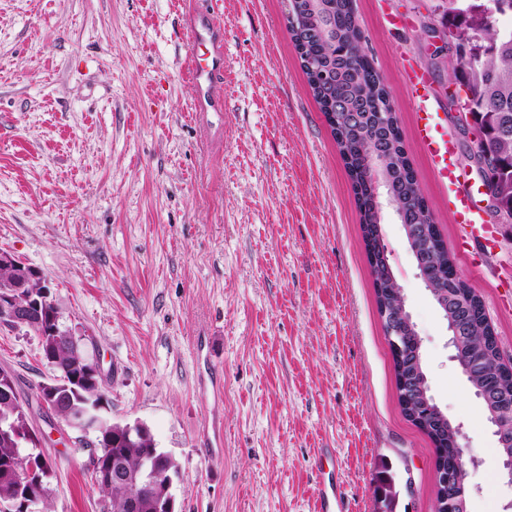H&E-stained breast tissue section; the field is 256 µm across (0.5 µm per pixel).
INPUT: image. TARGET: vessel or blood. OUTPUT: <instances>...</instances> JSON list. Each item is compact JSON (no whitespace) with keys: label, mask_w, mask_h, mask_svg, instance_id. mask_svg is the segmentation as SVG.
Listing matches in <instances>:
<instances>
[{"label":"vessel or blood","mask_w":512,"mask_h":512,"mask_svg":"<svg viewBox=\"0 0 512 512\" xmlns=\"http://www.w3.org/2000/svg\"><path fill=\"white\" fill-rule=\"evenodd\" d=\"M187 30L191 46L187 70L198 93L196 109L206 112L216 107L215 88L224 78V38L211 14L199 7L190 13ZM401 79L415 112L416 141L432 164L456 224L479 238L480 249L469 253L468 261L474 271H483L497 229L484 223L477 210L475 192L466 184L467 174L459 162L456 138L442 122L429 73L407 59L402 64ZM342 499L336 484L320 482L318 512H342Z\"/></svg>","instance_id":"obj_1"}]
</instances>
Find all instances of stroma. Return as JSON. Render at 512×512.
<instances>
[{
	"label": "stroma",
	"mask_w": 512,
	"mask_h": 512,
	"mask_svg": "<svg viewBox=\"0 0 512 512\" xmlns=\"http://www.w3.org/2000/svg\"><path fill=\"white\" fill-rule=\"evenodd\" d=\"M222 109L199 115L185 61L191 0H0V249L40 270L101 370L107 419L141 422L178 472L177 512H434L435 447L399 403L344 161L300 68L287 0H211ZM438 0H356L421 191L512 363V224L489 271L415 138L403 56L448 87L422 26ZM406 14L393 38L384 11ZM390 265L430 391L461 426L469 512L512 498L480 401L393 213ZM0 368L55 463L46 512H101L74 431L33 397L53 368L36 333L0 327ZM342 492L331 481L323 479L317 489L318 512H342Z\"/></svg>",
	"instance_id": "35a3bbf8"
}]
</instances>
